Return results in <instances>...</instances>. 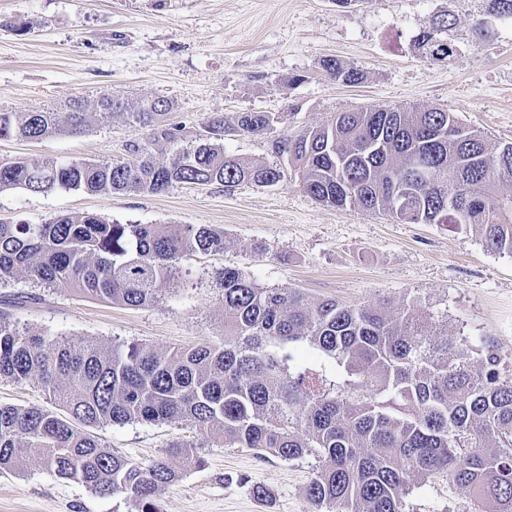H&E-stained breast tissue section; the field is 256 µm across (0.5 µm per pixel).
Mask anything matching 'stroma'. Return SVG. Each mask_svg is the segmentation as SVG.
Wrapping results in <instances>:
<instances>
[{
	"label": "stroma",
	"mask_w": 512,
	"mask_h": 512,
	"mask_svg": "<svg viewBox=\"0 0 512 512\" xmlns=\"http://www.w3.org/2000/svg\"><path fill=\"white\" fill-rule=\"evenodd\" d=\"M455 19L445 61L425 58L415 39L440 13ZM30 23L20 33V23ZM333 57L362 73L331 80ZM122 94L172 103L169 142L122 120L92 121L79 135L0 140V159L113 161L138 144L157 157L189 147L214 117L272 112L258 136L229 135L228 153L290 168L272 147L339 112L369 106H436L491 144L512 143V22L492 0H0V112L66 111L77 99ZM93 213L121 224H212L223 252L183 259L189 278L149 307L34 287L25 275L0 283V313L31 332L109 346L142 341L166 351L222 343L217 269H240L262 288L296 289L313 302L406 308L447 335L471 360L493 347L512 366V255L487 247L475 226L408 224L384 213L316 202L297 177L273 187L181 184L162 194L81 190L0 192V222L41 223ZM114 451L150 463L176 438L199 434L177 423L97 428ZM205 466L159 492L162 512H316L306 496L316 462L287 461L211 442ZM470 487L426 482L407 512H477ZM0 512H138L127 495L102 497L28 460L0 474Z\"/></svg>",
	"instance_id": "stroma-1"
}]
</instances>
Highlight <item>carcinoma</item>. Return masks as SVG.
I'll use <instances>...</instances> for the list:
<instances>
[{
	"mask_svg": "<svg viewBox=\"0 0 512 512\" xmlns=\"http://www.w3.org/2000/svg\"><path fill=\"white\" fill-rule=\"evenodd\" d=\"M452 25L446 13L433 18L418 40L422 56L453 54L442 37ZM323 68L346 84L362 79L335 59ZM170 110L164 99L103 94L67 112H0V140L78 135L98 115L174 141ZM276 122L272 112H242L234 130L262 135ZM226 131L215 117L192 147L165 160L137 144L129 145L132 157L112 162L0 160V191L157 194L177 184L230 190L284 180L276 165L225 152ZM274 147L296 162L302 187L321 204L382 210L411 224H476L488 247L512 255V144L490 147L446 110L339 112ZM222 251L224 231L210 224H119L95 215L0 224V282L21 271L40 288L145 307L180 288L185 256ZM217 283L219 345H81L1 315L0 380L40 385L64 413L0 404V471H19L31 457L59 479L161 512L158 491L205 466L201 444L175 439L143 465L91 429L177 421L226 447L314 458L307 495L326 512H405L413 489L440 477L512 512V374L501 372L500 355L489 350L476 366L408 314L311 303L297 290L260 288L235 267L218 272ZM302 343L324 357L320 369L294 362Z\"/></svg>",
	"mask_w": 512,
	"mask_h": 512,
	"instance_id": "1",
	"label": "carcinoma"
}]
</instances>
